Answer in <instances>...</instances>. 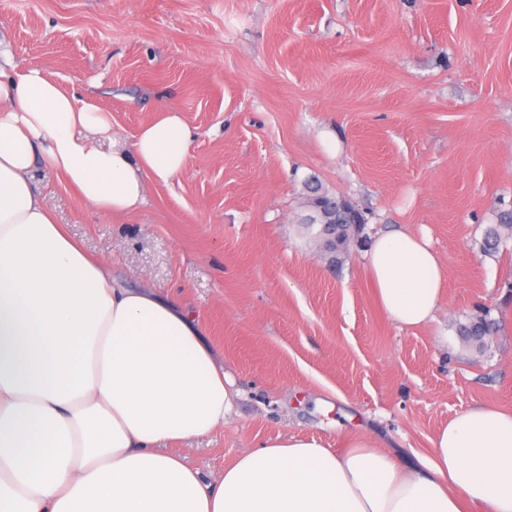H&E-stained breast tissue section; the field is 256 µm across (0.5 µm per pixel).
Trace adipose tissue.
I'll return each mask as SVG.
<instances>
[{
	"mask_svg": "<svg viewBox=\"0 0 512 512\" xmlns=\"http://www.w3.org/2000/svg\"><path fill=\"white\" fill-rule=\"evenodd\" d=\"M195 136L163 111L123 141L93 102L0 64V512H512V411L490 405L450 419L413 466L362 429L336 448L260 443L215 481L164 449L223 428L241 392L185 305L123 285L56 223L32 173L121 222ZM364 259L389 320L434 321L445 266L426 235L386 229Z\"/></svg>",
	"mask_w": 512,
	"mask_h": 512,
	"instance_id": "ef3b65f1",
	"label": "adipose tissue"
}]
</instances>
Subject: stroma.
Masks as SVG:
<instances>
[{"instance_id":"1","label":"stroma","mask_w":512,"mask_h":512,"mask_svg":"<svg viewBox=\"0 0 512 512\" xmlns=\"http://www.w3.org/2000/svg\"><path fill=\"white\" fill-rule=\"evenodd\" d=\"M0 44L111 113L197 132L182 172L115 224L37 171L58 223L130 285L180 298L244 396L177 443L210 479L260 442L335 448L369 427L405 457L477 404L512 410V0H0ZM367 214L341 264L299 224L309 179ZM405 224L446 267L434 323L381 310L364 242ZM485 313V346L460 334ZM512 237V209L501 210L496 217V222L486 231L485 247L494 249L504 237Z\"/></svg>"}]
</instances>
